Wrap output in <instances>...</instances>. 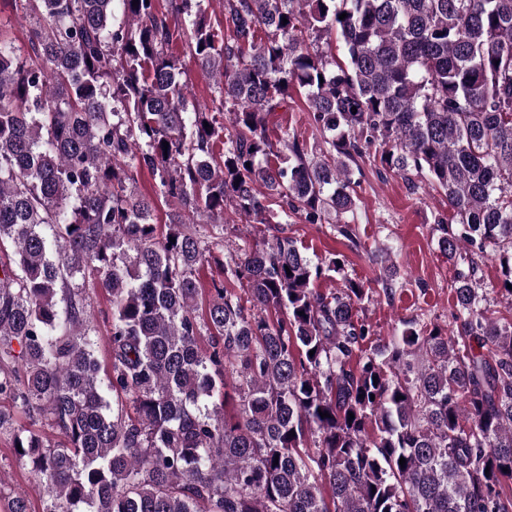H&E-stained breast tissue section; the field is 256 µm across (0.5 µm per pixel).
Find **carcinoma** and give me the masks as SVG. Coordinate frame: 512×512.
<instances>
[{
	"instance_id": "carcinoma-1",
	"label": "carcinoma",
	"mask_w": 512,
	"mask_h": 512,
	"mask_svg": "<svg viewBox=\"0 0 512 512\" xmlns=\"http://www.w3.org/2000/svg\"><path fill=\"white\" fill-rule=\"evenodd\" d=\"M202 2L176 0L216 78L202 109L159 0H15L27 53L0 33V402L31 422L0 405V434L44 512H512V320L488 318L478 277L493 258L512 299V0H224L227 40ZM294 90L321 146L289 136L273 165ZM373 145L447 199L450 334L411 321L368 348L364 285L315 288L344 255L224 244L229 205L253 224L354 212ZM142 169L153 197L128 189ZM157 197L179 202L163 233ZM210 261L243 294L213 284L200 316ZM91 304L95 316V324L97 325L99 336V359L101 363V376L105 377L109 371V361L107 350L109 348L108 330L112 321V303L109 292L101 285L91 288L90 291Z\"/></svg>"
}]
</instances>
